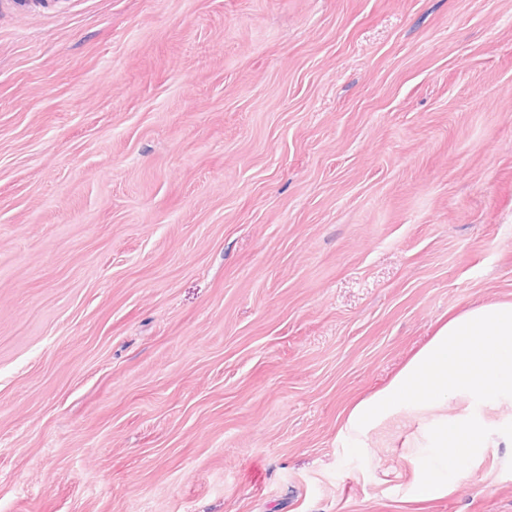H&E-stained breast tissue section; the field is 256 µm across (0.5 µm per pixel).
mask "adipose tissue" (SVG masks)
Listing matches in <instances>:
<instances>
[{"label": "adipose tissue", "mask_w": 512, "mask_h": 512, "mask_svg": "<svg viewBox=\"0 0 512 512\" xmlns=\"http://www.w3.org/2000/svg\"><path fill=\"white\" fill-rule=\"evenodd\" d=\"M512 300L464 309L442 324L381 389L349 411L341 434L359 452L374 432L414 425L404 446L418 472L415 495L458 490L486 449H512Z\"/></svg>", "instance_id": "adipose-tissue-1"}]
</instances>
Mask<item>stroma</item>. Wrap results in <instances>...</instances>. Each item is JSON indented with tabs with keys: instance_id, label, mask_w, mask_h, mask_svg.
I'll return each instance as SVG.
<instances>
[{
	"instance_id": "1",
	"label": "stroma",
	"mask_w": 512,
	"mask_h": 512,
	"mask_svg": "<svg viewBox=\"0 0 512 512\" xmlns=\"http://www.w3.org/2000/svg\"><path fill=\"white\" fill-rule=\"evenodd\" d=\"M505 299L512 0L0 5V512H512L340 435Z\"/></svg>"
}]
</instances>
